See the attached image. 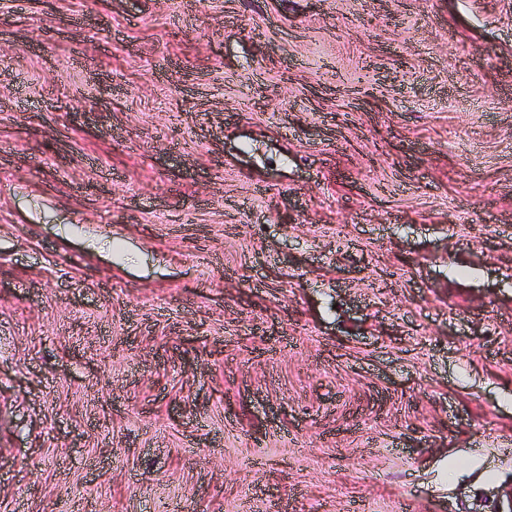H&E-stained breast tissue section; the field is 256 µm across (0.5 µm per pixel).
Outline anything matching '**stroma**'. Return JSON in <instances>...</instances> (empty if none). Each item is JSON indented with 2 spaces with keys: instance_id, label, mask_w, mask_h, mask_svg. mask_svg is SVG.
Returning <instances> with one entry per match:
<instances>
[{
  "instance_id": "obj_1",
  "label": "stroma",
  "mask_w": 512,
  "mask_h": 512,
  "mask_svg": "<svg viewBox=\"0 0 512 512\" xmlns=\"http://www.w3.org/2000/svg\"><path fill=\"white\" fill-rule=\"evenodd\" d=\"M0 512H512V0H0Z\"/></svg>"
}]
</instances>
